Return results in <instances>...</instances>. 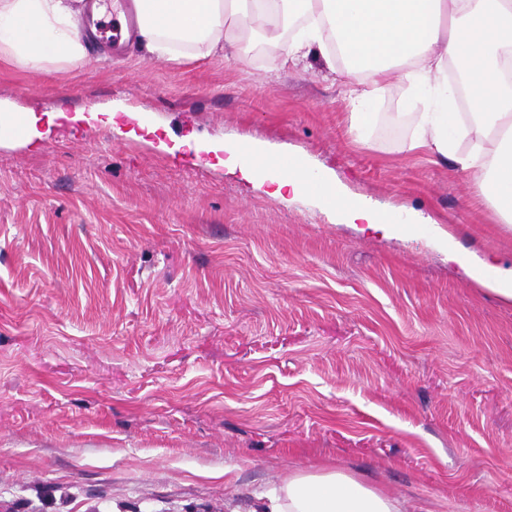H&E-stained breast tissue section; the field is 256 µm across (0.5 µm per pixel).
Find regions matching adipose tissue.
<instances>
[{"instance_id": "ef3b65f1", "label": "adipose tissue", "mask_w": 512, "mask_h": 512, "mask_svg": "<svg viewBox=\"0 0 512 512\" xmlns=\"http://www.w3.org/2000/svg\"><path fill=\"white\" fill-rule=\"evenodd\" d=\"M84 0H0V59L31 72L73 67L86 56L79 31ZM138 43L170 62L236 53L246 23L278 46L270 65L308 58L343 78L355 141L395 153L423 152L474 185L500 223H512V0H134ZM469 80V113L456 110L449 62ZM407 89L404 125L381 126L373 107L391 75ZM212 154L253 189L291 205L314 196L351 224L393 231L434 219L399 206L377 211L303 158L277 157L255 141L216 142ZM249 512H407L368 478L334 467L289 474L258 493Z\"/></svg>"}]
</instances>
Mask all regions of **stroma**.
Returning a JSON list of instances; mask_svg holds the SVG:
<instances>
[{
  "mask_svg": "<svg viewBox=\"0 0 512 512\" xmlns=\"http://www.w3.org/2000/svg\"><path fill=\"white\" fill-rule=\"evenodd\" d=\"M239 48L0 61L1 102L57 116L0 144V512H247L319 464L410 512H512V302L487 288L512 281V225L450 167L353 142L321 62ZM117 105L154 132L74 119ZM185 137L304 155L453 244L285 206Z\"/></svg>",
  "mask_w": 512,
  "mask_h": 512,
  "instance_id": "1",
  "label": "stroma"
}]
</instances>
